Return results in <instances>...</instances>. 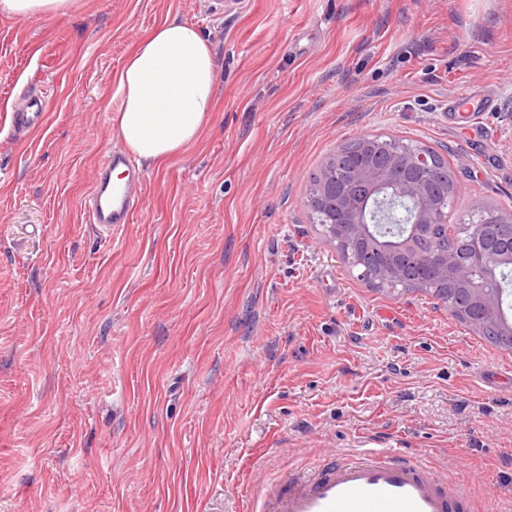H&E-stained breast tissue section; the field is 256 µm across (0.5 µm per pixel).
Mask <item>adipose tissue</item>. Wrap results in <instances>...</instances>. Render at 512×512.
<instances>
[{
  "instance_id": "obj_1",
  "label": "adipose tissue",
  "mask_w": 512,
  "mask_h": 512,
  "mask_svg": "<svg viewBox=\"0 0 512 512\" xmlns=\"http://www.w3.org/2000/svg\"><path fill=\"white\" fill-rule=\"evenodd\" d=\"M217 59L195 25L166 20L114 74L119 105L112 127L137 160L159 165L193 144L214 108Z\"/></svg>"
}]
</instances>
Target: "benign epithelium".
Returning a JSON list of instances; mask_svg holds the SVG:
<instances>
[{
    "mask_svg": "<svg viewBox=\"0 0 512 512\" xmlns=\"http://www.w3.org/2000/svg\"><path fill=\"white\" fill-rule=\"evenodd\" d=\"M366 151L367 157L352 167L348 179L339 186L336 185L335 157H329L322 181L313 186L310 193L322 211L339 216L338 221L323 229L324 236L336 248L346 244L369 251L379 250L369 225L387 223L395 205L408 204L412 214L410 232L398 249L384 254L379 270L351 263L358 279L395 286L403 283L407 266L427 259L418 252L417 241L428 235L439 219L440 203L430 189L429 178L435 159L426 151L404 152L388 146L383 157L376 160L377 150L371 141L366 144ZM427 260L434 279L460 295L462 316L474 317L479 326L491 323L500 335L512 336V318L502 313L498 290L483 287L471 275L472 267L478 265L488 277H496L499 267L512 264L511 252L498 251L492 240L480 232L470 236L461 247Z\"/></svg>",
    "mask_w": 512,
    "mask_h": 512,
    "instance_id": "obj_1",
    "label": "benign epithelium"
}]
</instances>
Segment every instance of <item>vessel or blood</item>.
I'll return each mask as SVG.
<instances>
[{"mask_svg":"<svg viewBox=\"0 0 512 512\" xmlns=\"http://www.w3.org/2000/svg\"><path fill=\"white\" fill-rule=\"evenodd\" d=\"M50 111L48 97L27 96L12 112V126L36 132ZM119 167L126 173L122 182L112 179ZM140 182L137 166L123 151L105 153L92 174L86 223L107 237L130 223L138 208L134 188ZM466 496L459 483L403 449L362 448L313 466L306 475L267 485L257 506L259 512H465Z\"/></svg>","mask_w":512,"mask_h":512,"instance_id":"1","label":"vessel or blood"}]
</instances>
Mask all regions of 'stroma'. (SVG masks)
Returning a JSON list of instances; mask_svg holds the SVG:
<instances>
[{"mask_svg":"<svg viewBox=\"0 0 512 512\" xmlns=\"http://www.w3.org/2000/svg\"><path fill=\"white\" fill-rule=\"evenodd\" d=\"M215 109L133 223L82 218L119 146L113 72L164 20ZM47 90L50 122L9 114ZM472 98L482 136L449 112ZM385 135L451 148V223L512 212V0H73L0 14V512H252L338 451L409 448L512 512V352L420 291L368 288L311 224L309 175ZM71 5V0H1L0 13L32 19L66 13Z\"/></svg>","mask_w":512,"mask_h":512,"instance_id":"1","label":"stroma"}]
</instances>
